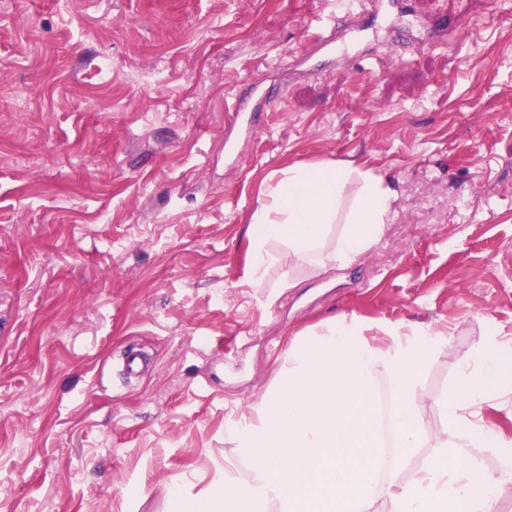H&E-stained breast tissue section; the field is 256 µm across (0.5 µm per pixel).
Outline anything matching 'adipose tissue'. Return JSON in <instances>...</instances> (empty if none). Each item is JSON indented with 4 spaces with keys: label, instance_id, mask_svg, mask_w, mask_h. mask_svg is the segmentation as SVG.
Segmentation results:
<instances>
[{
    "label": "adipose tissue",
    "instance_id": "ef3b65f1",
    "mask_svg": "<svg viewBox=\"0 0 512 512\" xmlns=\"http://www.w3.org/2000/svg\"><path fill=\"white\" fill-rule=\"evenodd\" d=\"M390 182L353 161L302 162L267 184L248 229L252 285L270 268L350 262L382 238L393 216ZM339 233H332L333 225ZM447 328L424 322L325 319L291 338L275 376L231 435L222 479L196 499L173 495V512H500L512 499V439L485 424L484 406L512 401V339L486 337L436 404L444 426L435 452L405 481L377 477L381 384L390 388L391 470L423 443V366L448 345ZM499 466L487 468L485 457ZM248 476L239 473L240 463Z\"/></svg>",
    "mask_w": 512,
    "mask_h": 512
}]
</instances>
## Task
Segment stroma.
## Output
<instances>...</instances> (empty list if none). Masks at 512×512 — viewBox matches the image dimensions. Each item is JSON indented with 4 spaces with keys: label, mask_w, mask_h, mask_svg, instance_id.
<instances>
[{
    "label": "stroma",
    "mask_w": 512,
    "mask_h": 512,
    "mask_svg": "<svg viewBox=\"0 0 512 512\" xmlns=\"http://www.w3.org/2000/svg\"><path fill=\"white\" fill-rule=\"evenodd\" d=\"M324 8L0 0V512H170L216 481L289 339L342 315L453 332L419 377L417 467L459 361L512 336V0H403L391 29L336 11L347 56L309 38ZM247 93L251 137L225 107ZM317 160L390 177L393 223L253 287L264 184Z\"/></svg>",
    "instance_id": "obj_1"
}]
</instances>
